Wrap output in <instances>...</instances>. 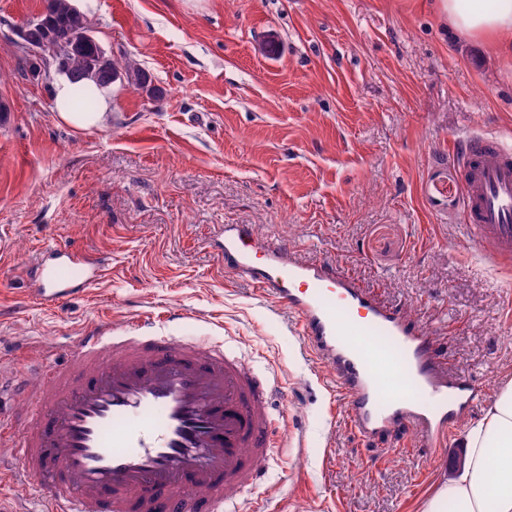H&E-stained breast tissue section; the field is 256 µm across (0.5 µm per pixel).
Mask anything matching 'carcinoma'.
I'll use <instances>...</instances> for the list:
<instances>
[{"label":"carcinoma","mask_w":512,"mask_h":512,"mask_svg":"<svg viewBox=\"0 0 512 512\" xmlns=\"http://www.w3.org/2000/svg\"><path fill=\"white\" fill-rule=\"evenodd\" d=\"M42 20V36L50 41H64L75 31H90V22L77 9L72 0H43V9L39 15ZM100 49L97 41L86 43L80 55L74 58L65 71L72 85L71 105L79 112L95 111L101 90L109 87L120 78V70L140 87L147 86L148 75L136 68L131 61H109L106 68H93L90 61Z\"/></svg>","instance_id":"carcinoma-1"}]
</instances>
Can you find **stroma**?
Returning a JSON list of instances; mask_svg holds the SVG:
<instances>
[{
    "label": "stroma",
    "mask_w": 512,
    "mask_h": 512,
    "mask_svg": "<svg viewBox=\"0 0 512 512\" xmlns=\"http://www.w3.org/2000/svg\"><path fill=\"white\" fill-rule=\"evenodd\" d=\"M74 3L162 95L114 83L107 125L74 130L54 108L56 69H22L16 29L42 0H0V373L31 380L96 320L179 310L176 335L242 337L254 368L279 374L288 465L254 497L280 512H418L512 381V274L465 237L460 171L469 134L512 139V58L453 37L435 0ZM228 224L354 274L430 328L484 404L431 455L411 428L360 440L294 316L225 269ZM55 246L105 273L45 308L29 290Z\"/></svg>",
    "instance_id": "stroma-1"
}]
</instances>
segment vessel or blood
<instances>
[{
    "label": "vessel or blood",
    "instance_id": "obj_1",
    "mask_svg": "<svg viewBox=\"0 0 512 512\" xmlns=\"http://www.w3.org/2000/svg\"><path fill=\"white\" fill-rule=\"evenodd\" d=\"M464 228L500 271L512 270V145L489 134L463 147ZM224 266L295 315L309 354L327 365L352 427L379 441L402 426L428 449L484 399L452 374L429 331L385 306L350 276L226 225ZM99 265L53 248L32 296L58 306L100 277ZM175 311L144 313L124 333L92 325L62 363L46 362L17 396L27 417L0 415V512H16L6 487L35 483L42 512H267L242 500L277 463L286 412H275V376L257 374L235 346L173 336Z\"/></svg>",
    "mask_w": 512,
    "mask_h": 512
}]
</instances>
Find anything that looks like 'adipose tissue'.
<instances>
[{
  "label": "adipose tissue",
  "instance_id": "1",
  "mask_svg": "<svg viewBox=\"0 0 512 512\" xmlns=\"http://www.w3.org/2000/svg\"><path fill=\"white\" fill-rule=\"evenodd\" d=\"M440 17L461 37L484 42L494 53L512 55V0H437ZM71 85L59 80L54 103L62 121L75 129L102 126L109 116L110 98L102 96L97 111L63 109ZM465 460L458 471L440 482L420 512H512V382L506 384L483 419L465 433Z\"/></svg>",
  "mask_w": 512,
  "mask_h": 512
}]
</instances>
